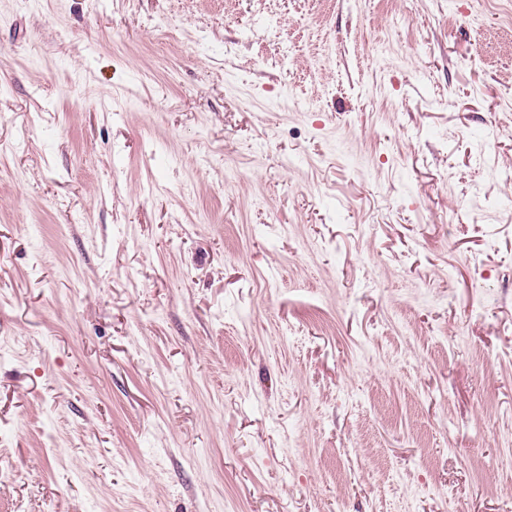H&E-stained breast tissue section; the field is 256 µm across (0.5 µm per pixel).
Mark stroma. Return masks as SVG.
<instances>
[{"label": "stroma", "mask_w": 512, "mask_h": 512, "mask_svg": "<svg viewBox=\"0 0 512 512\" xmlns=\"http://www.w3.org/2000/svg\"><path fill=\"white\" fill-rule=\"evenodd\" d=\"M0 512H512V0H0Z\"/></svg>", "instance_id": "obj_1"}]
</instances>
